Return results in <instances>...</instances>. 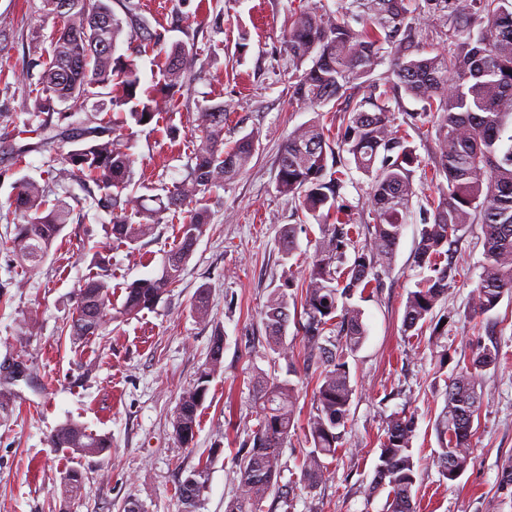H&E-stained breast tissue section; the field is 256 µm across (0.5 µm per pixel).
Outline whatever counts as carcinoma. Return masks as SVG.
I'll return each mask as SVG.
<instances>
[{
    "label": "carcinoma",
    "instance_id": "carcinoma-1",
    "mask_svg": "<svg viewBox=\"0 0 512 512\" xmlns=\"http://www.w3.org/2000/svg\"><path fill=\"white\" fill-rule=\"evenodd\" d=\"M110 2L42 0L44 11L56 16L60 28L50 34L51 59L31 89L36 111L56 112L67 119L78 102L106 95L119 108L112 119L114 131L143 126L145 117L151 123L159 114L157 98L140 94L136 63L116 54L124 20L114 14ZM409 2L339 0L332 19L317 7L294 10L287 18L285 51L299 72L291 85L292 100L313 109L334 99L346 102L336 137L326 135L313 120L290 133L278 158L277 191L300 199V208L320 221L321 233L300 292H292L293 283L285 282L269 295L263 317L268 349L285 360L287 375L297 374L300 362L284 344L291 324L301 336L300 363L316 374L315 407L305 429L309 450L298 464L299 484L305 488L322 481L325 459L336 455L344 435L355 394L347 357L366 339L362 310L350 300L380 287V273L395 254L409 203L417 193L415 167L423 171L421 185L435 188V195L422 213L423 228L413 255L414 266L429 274L408 293L405 330L421 333L432 325L453 274L451 264L440 262L464 224H481L484 231L474 317L512 296V134H506L512 119V0H421L413 10ZM424 15L442 21L446 49L429 51L418 40ZM126 17L143 36H153L151 23L139 14L137 4L126 5ZM197 62V53L186 43L172 44L166 52L161 91L169 94L183 88L196 73ZM384 62L386 72L369 78ZM395 89L421 103L418 111L408 113L410 125L429 124L436 130L437 149L429 168L422 165L407 134L395 127L389 106ZM195 111L201 135L191 163L156 209L147 208L144 199L130 191L134 160L121 138H105L106 126L85 128L78 119L61 131L45 127L37 143L38 149L58 156L64 165L62 176L97 185L100 197L95 204L109 213L112 238L122 244L138 245L153 235L162 214L195 203L180 224L177 248L167 256V274L126 288L122 313L127 316L153 308L180 281L206 232L203 195L240 176L255 151L253 132L224 146L223 105L197 101ZM343 152L369 179L373 225L362 242L357 224L337 201L345 181L346 164L337 161ZM10 204L27 216V223L17 225L9 248L18 259L37 264L63 233L73 209L59 198L49 203L42 186L30 179L17 182ZM134 217L139 221H132ZM349 248L355 258L345 269ZM111 295L103 276L77 290L68 324L73 339L98 333ZM222 349L223 338L217 334L196 384L179 398L172 426L185 445L193 441L197 414L210 378L221 366ZM469 349V364L448 380L445 405L434 421L438 449L432 462L450 482L459 479L471 462L474 418L484 397L480 381L499 358L495 345L478 342ZM297 400V387L289 378L257 381L260 416L249 445L233 458L237 488L225 512H262V502L283 473L279 448L295 430ZM415 430L413 418L395 415L380 441L370 487L389 489L387 512H416L420 463L412 452ZM49 442L81 456L107 448L106 437L89 433L76 422L60 425ZM62 480L63 491L75 497L84 475L69 470ZM206 481V467L199 465L179 484L183 512H197Z\"/></svg>",
    "mask_w": 512,
    "mask_h": 512
}]
</instances>
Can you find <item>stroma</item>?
<instances>
[{
    "mask_svg": "<svg viewBox=\"0 0 512 512\" xmlns=\"http://www.w3.org/2000/svg\"><path fill=\"white\" fill-rule=\"evenodd\" d=\"M312 1L141 0L160 42L145 44L128 27L118 49L135 61L141 90L154 91L162 81L160 47L193 44L199 61L182 99L223 104L225 144L252 131L259 141L242 175L207 192L209 225L178 286L154 309L125 316L120 309L126 287L158 274L178 244L182 219L165 214L151 242L129 249L113 241L109 216L93 203V183L52 181L49 172L60 164L49 152L18 155L19 147L38 142L42 124L59 122L57 114L35 111L31 92L57 22L41 11V0H0V512H122L129 499L146 512H182L179 483L202 460L208 463L207 488L198 512H225L237 486L233 458L258 422L252 380L286 375L284 360L264 351L267 298L284 280L301 286L320 238L316 219L276 189L288 135L315 118L327 129L336 127L335 103L316 112L289 99L295 72L284 51V19ZM199 135L194 111L183 107L163 110L157 127L126 131L136 193L165 196L184 178ZM24 176L75 209L49 255L34 266L20 264L7 246L23 221L8 198ZM367 192V177L348 167L339 201L365 226L373 223ZM425 204L424 194L412 198V217L381 274V288L358 302L367 337L348 360L356 390L322 483L310 491L295 485L290 501L270 493L264 512H386V493L369 494L368 485L379 438L397 412L416 421L420 512H512V494L498 488L500 467L512 458V297L474 318L484 237L481 225L465 224L451 246L458 274L435 309L436 315H450V322L436 337L405 332L406 298L420 279L412 257ZM289 224L297 227V250L286 259L280 237ZM103 270L110 275L112 297L102 328L73 342L65 325L76 291ZM202 290L211 307L205 321L193 309ZM217 333L224 338L222 366L198 412L194 441L185 446L174 435L172 418ZM477 339L497 344L500 362L487 375L473 459L451 482L432 462V423L444 405L449 377L468 361V341ZM437 344L448 350L442 367L433 357ZM69 421L107 437L106 451L83 457L52 447L50 433ZM72 468L85 479L69 500L61 478Z\"/></svg>",
    "mask_w": 512,
    "mask_h": 512,
    "instance_id": "stroma-1",
    "label": "stroma"
}]
</instances>
